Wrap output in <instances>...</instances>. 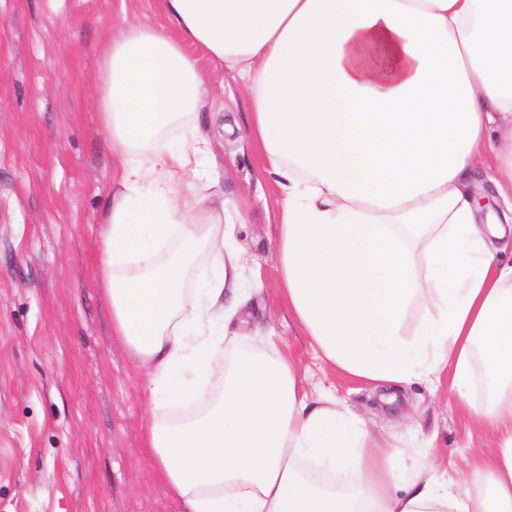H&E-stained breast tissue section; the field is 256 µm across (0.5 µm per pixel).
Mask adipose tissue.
Segmentation results:
<instances>
[{"mask_svg":"<svg viewBox=\"0 0 512 512\" xmlns=\"http://www.w3.org/2000/svg\"><path fill=\"white\" fill-rule=\"evenodd\" d=\"M157 2L164 24L128 26L101 53L98 121L122 163L99 214L100 280L150 398L188 404L222 384L192 416L143 420L166 492L184 512H512V264L495 244L512 222V0ZM186 41L249 88L281 199L289 309L350 375L433 386L452 366L451 393L498 432L464 481L380 444L335 400L309 401L271 340L216 363L224 287L240 277L224 261L233 226L178 188L200 176V147L146 151L199 104ZM489 153L506 205L482 218L473 179ZM203 249L211 274L188 309L183 281ZM418 303L425 321L409 338ZM477 359L489 380L479 406Z\"/></svg>","mask_w":512,"mask_h":512,"instance_id":"1","label":"adipose tissue"}]
</instances>
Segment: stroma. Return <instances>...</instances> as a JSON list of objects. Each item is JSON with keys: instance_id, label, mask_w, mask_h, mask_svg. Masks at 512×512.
<instances>
[{"instance_id": "obj_1", "label": "stroma", "mask_w": 512, "mask_h": 512, "mask_svg": "<svg viewBox=\"0 0 512 512\" xmlns=\"http://www.w3.org/2000/svg\"><path fill=\"white\" fill-rule=\"evenodd\" d=\"M156 0H0V512H182L141 444L151 403L100 286L99 210L120 160L100 130V50L125 23L158 25ZM208 82L202 107L161 136L205 137L243 261L245 298L227 325L237 345L272 338L311 399L329 395L399 448H424L460 481L494 451V432L438 387L369 383L309 344L282 298L275 258L279 194L249 136L236 70L187 43ZM232 129H223L225 117Z\"/></svg>"}]
</instances>
